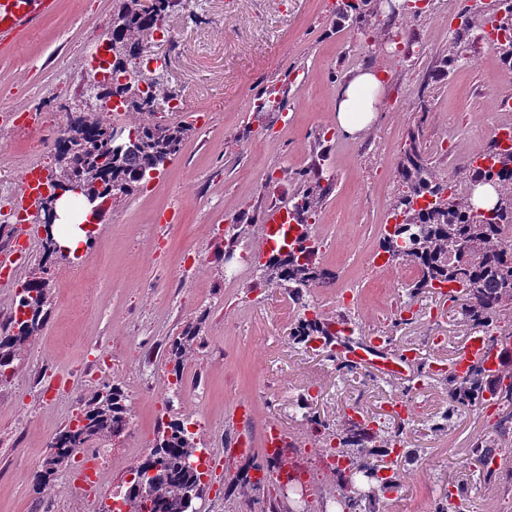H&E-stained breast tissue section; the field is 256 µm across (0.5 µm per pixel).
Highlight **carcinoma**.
I'll return each instance as SVG.
<instances>
[{
	"label": "carcinoma",
	"instance_id": "carcinoma-1",
	"mask_svg": "<svg viewBox=\"0 0 512 512\" xmlns=\"http://www.w3.org/2000/svg\"><path fill=\"white\" fill-rule=\"evenodd\" d=\"M371 2L345 0L339 13L357 21L365 16ZM169 11L170 0H152L151 9L143 12L137 0H120L112 15V30L106 34L112 41L113 59L108 68L112 73V95L121 99V106L127 113L137 115V119L128 124L126 139L118 152L110 151L109 119L99 114L89 122H81L83 139L90 144V149L79 175L92 191L96 190V180L106 184L104 205L113 194L133 192L149 172L175 156L190 131L185 124L155 120L150 102L139 95V84L153 80L154 73L142 72L139 59L143 50L136 44L127 43L126 38L129 31L149 33L157 30L159 21ZM498 11L502 15L476 18L465 27L470 31L480 30L498 20L512 29V6H501ZM129 71L135 75L133 81L119 82V77ZM484 157L491 159L492 165L469 169L471 180L498 186L499 194L512 200V149H502L495 140ZM322 180V166L316 163L307 173L305 188L293 197L295 220L302 227L296 246L270 255L254 286L284 288L297 299L316 286L321 265L319 249L309 235L308 220L330 190V186H322ZM400 181L403 191L397 197L394 209L404 213L405 218L393 232L384 236L382 250L388 255V261L394 262L398 241L407 236L413 240L414 250L408 260L417 265L420 275L412 283L410 293L416 294L435 283L457 286L465 300L464 312L468 321L498 338L512 337V307L505 302V297L512 295V205L501 209L490 220L478 217L470 206L468 193L452 188L449 181L440 182L429 175L420 139L415 137L404 151ZM445 191L448 196L444 201L416 207L417 199ZM48 301V287L43 278L33 276L23 284V292L15 302L21 315H13L7 324L0 325V382L13 374L14 362L21 359L25 345L41 329ZM333 324L332 319L320 318L301 323L295 336L301 343L317 338L323 341V346L331 348L336 344ZM198 343L199 336L191 332L170 341L166 356L173 364V374H180ZM470 373L471 378L462 381L445 376L451 404L442 416L443 420H448L456 405L466 399L480 401L484 392L490 390L497 392L499 401L512 404V381L507 383L499 376L491 379L479 366L471 367ZM130 416L126 396L120 387L106 384L95 391L81 411V425L70 424L55 434L43 469L35 476V483L50 482L60 468L68 466L77 450L89 447L97 438L123 431ZM374 440L382 443L384 448L390 447V440L367 427L343 440V445L363 462L360 469L365 477L376 471L368 462L370 451L367 449V444ZM197 450L194 433L183 421L171 419L162 426L150 453L132 469L134 474L148 469L154 470V474L144 486L136 478L129 481L123 497L128 512H196L193 500L204 491V477L207 476L188 464Z\"/></svg>",
	"mask_w": 512,
	"mask_h": 512
}]
</instances>
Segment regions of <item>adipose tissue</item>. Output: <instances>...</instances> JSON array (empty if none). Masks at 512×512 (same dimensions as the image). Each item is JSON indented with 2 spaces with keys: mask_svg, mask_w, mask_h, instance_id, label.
<instances>
[{
  "mask_svg": "<svg viewBox=\"0 0 512 512\" xmlns=\"http://www.w3.org/2000/svg\"><path fill=\"white\" fill-rule=\"evenodd\" d=\"M378 67L357 70L338 90L335 102L336 125L346 135L367 136L373 126L379 101L384 94Z\"/></svg>",
  "mask_w": 512,
  "mask_h": 512,
  "instance_id": "1",
  "label": "adipose tissue"
}]
</instances>
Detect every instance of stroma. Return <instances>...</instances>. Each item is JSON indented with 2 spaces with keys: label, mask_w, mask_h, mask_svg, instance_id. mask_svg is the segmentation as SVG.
Listing matches in <instances>:
<instances>
[{
  "label": "stroma",
  "mask_w": 512,
  "mask_h": 512,
  "mask_svg": "<svg viewBox=\"0 0 512 512\" xmlns=\"http://www.w3.org/2000/svg\"><path fill=\"white\" fill-rule=\"evenodd\" d=\"M340 0H185L172 13L168 37L153 44L166 60L165 77L183 109L160 119L192 123L174 157L150 173L130 195L113 200L97 225L92 249L78 259L40 265L37 225L0 222V242L28 239L24 260L12 266L10 284L0 285V324L14 307V286L42 273L49 288L50 314L27 344L11 380L0 383V512H100L124 493L133 464L152 448L158 424L178 418L193 422L208 412L210 425L196 430L208 448V477L197 512H296L306 504L320 512L345 489L362 487L351 473H322L314 459L307 419L341 432L351 416L380 428L405 427L402 455H388L397 487L379 488L366 512H433L453 485H464L468 512H512V415L497 403L482 410L459 406L447 426L433 421L448 407L442 377L415 388L410 378L359 365L336 377L335 353L318 343L300 344L292 332L303 303L318 317L346 314L359 338L382 337L388 350L437 354L451 365L478 330L463 320L459 303L439 289L411 295V264L382 257L380 242L393 203L402 190L399 164L411 136H419L432 174L463 178L475 155L494 139L498 95L508 82L495 59L446 71L448 42L462 17L491 13L495 0H433L427 12L393 19L366 14L342 19ZM118 0H55L51 12L15 41H0V196L19 198L30 168L51 173L57 139L71 115L61 109L71 90L93 75L88 56L103 48ZM416 36L421 52L401 62L386 56L383 27ZM375 65L390 76L373 129L353 139L333 128L337 87L354 70ZM39 121L21 129L14 114ZM323 161L332 189L311 225L324 267L337 286L356 298L350 310L335 288L310 289L303 303L287 290L256 289L248 266L227 279L215 227L237 224L236 250L258 252L266 207L262 184L279 182L278 201L291 204L303 174ZM175 213L165 241H157L154 220ZM191 251L194 264L178 273ZM198 329L201 342L186 361L187 383H170L166 348L174 337ZM124 386L131 408L127 429L103 436L109 464L96 497L67 492L77 471L69 463L55 486L38 489L40 469L55 434L79 415L103 384ZM412 403L405 417L393 415L390 399ZM250 406L239 429L225 426L233 405ZM307 445L304 495L286 491L279 479L261 488L249 475L269 471L262 452L267 421ZM253 451L231 459L227 450L239 434ZM500 458L488 484H476L483 454Z\"/></svg>",
  "instance_id": "stroma-1"
}]
</instances>
